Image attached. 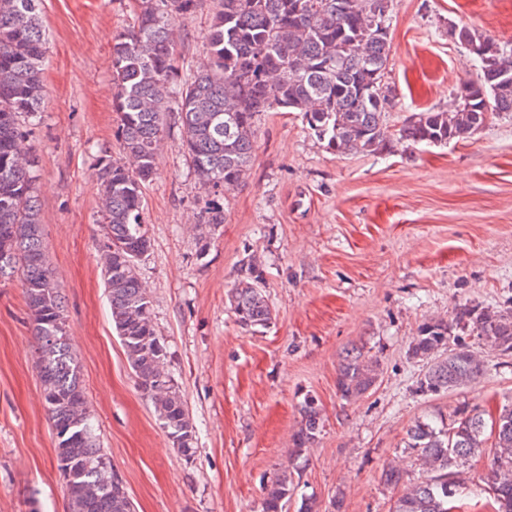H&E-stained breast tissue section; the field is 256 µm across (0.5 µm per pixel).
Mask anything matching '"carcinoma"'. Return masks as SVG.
<instances>
[{
    "label": "carcinoma",
    "mask_w": 512,
    "mask_h": 512,
    "mask_svg": "<svg viewBox=\"0 0 512 512\" xmlns=\"http://www.w3.org/2000/svg\"><path fill=\"white\" fill-rule=\"evenodd\" d=\"M197 0H136L132 29L112 44L118 139L125 160L98 161L104 219L103 277L112 326L138 386L173 447L193 453L196 427L166 370L167 351L151 319V300L136 262L151 242L142 221L144 188L156 174L164 117L178 116L185 152L199 182L231 189L247 176L258 115L285 109L303 114L309 128L338 155L392 152L399 144L446 145L463 140L489 119L512 114V51L477 59L469 100L453 112H419L396 131L384 117L388 102L392 0H218L205 37L208 61L195 68L175 56L176 22ZM40 0H0V280L20 275L37 340L41 396L56 436V459L70 512H134L122 479L97 442L82 385L81 366L67 343L64 297L47 264L35 192L39 158L24 145L20 118H37L44 103L46 30ZM470 52L492 38L459 28ZM254 257L242 262L228 300L238 323L266 327L273 319ZM473 334L502 356L512 355V311L464 305L452 322L423 324L410 351L431 359L418 389L436 394L484 376V361L463 344L441 358L453 331ZM377 358L349 352L336 389L346 400L371 390ZM294 434V459L321 429L315 399H304ZM407 447L424 477L404 488L393 512H452L468 460L490 448L482 477L494 492V512H512V398L488 421L463 404L453 414L418 419ZM288 475L266 490L262 512H285Z\"/></svg>",
    "instance_id": "cac0c4a2"
}]
</instances>
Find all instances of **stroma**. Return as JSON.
<instances>
[{"label":"stroma","mask_w":512,"mask_h":512,"mask_svg":"<svg viewBox=\"0 0 512 512\" xmlns=\"http://www.w3.org/2000/svg\"><path fill=\"white\" fill-rule=\"evenodd\" d=\"M216 0H199L176 52L207 60L203 35ZM46 28L45 105L25 141L40 158L45 255L65 296L66 330L82 369L100 446L135 512H262L265 489L292 473L287 512L310 498L318 512H392L401 486L420 477L406 431L461 403L496 415L512 397V364L466 337L488 372L476 383L421 394L426 361L410 344L421 324L452 320L464 304L512 310V115L443 146L339 156L301 113L266 112L244 185L199 184L167 116L157 175L144 190L151 240L137 264L168 370L197 426L192 456L173 448L141 393L112 328L100 255L95 163L120 159L112 110L111 48L134 23V0H41ZM468 26L512 48V0H393L389 101L399 128L413 114L453 111L474 56L454 42ZM224 211L215 231L195 226ZM256 256L273 309L268 328H243L226 305L243 259ZM377 357L364 396L336 390L349 351ZM36 342L20 277L0 282V512H69L56 439L41 397ZM315 397L323 428L294 459L300 405ZM296 470H289V462ZM488 454L469 462L456 512H493L476 489Z\"/></svg>","instance_id":"obj_1"}]
</instances>
